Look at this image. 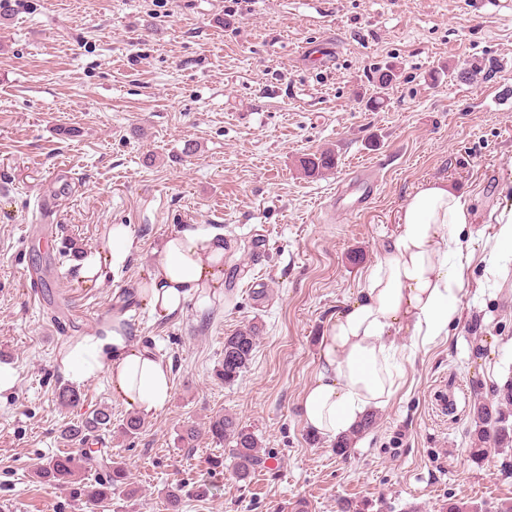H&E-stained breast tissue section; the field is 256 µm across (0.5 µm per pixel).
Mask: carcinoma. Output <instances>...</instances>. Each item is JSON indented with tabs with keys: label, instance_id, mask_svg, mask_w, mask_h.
<instances>
[{
	"label": "carcinoma",
	"instance_id": "carcinoma-1",
	"mask_svg": "<svg viewBox=\"0 0 512 512\" xmlns=\"http://www.w3.org/2000/svg\"><path fill=\"white\" fill-rule=\"evenodd\" d=\"M335 165L334 156L328 152L303 161V169L309 173L329 171ZM259 327L248 324L224 337V360L217 377L224 383L235 382L248 368L258 341ZM512 406V382L493 391L492 399H477L472 406L475 425V447L469 449L472 457L480 459L488 452L487 445L496 448L512 447V425L509 424L508 408ZM112 413L99 409L89 414L80 425L68 430L69 435L109 432ZM207 433L218 442L229 443L232 472L237 482H251L256 471L263 468L266 454L259 448L258 439L232 414L216 415L208 421ZM80 455L64 452L53 457L37 470V476L69 487L73 498L90 505L112 499L116 494L134 497L136 491L128 488V470L121 461L104 465L102 473L89 482L75 480Z\"/></svg>",
	"mask_w": 512,
	"mask_h": 512
}]
</instances>
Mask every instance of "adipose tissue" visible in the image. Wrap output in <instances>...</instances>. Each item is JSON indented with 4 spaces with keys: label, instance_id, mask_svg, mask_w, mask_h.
<instances>
[{
    "label": "adipose tissue",
    "instance_id": "obj_1",
    "mask_svg": "<svg viewBox=\"0 0 512 512\" xmlns=\"http://www.w3.org/2000/svg\"><path fill=\"white\" fill-rule=\"evenodd\" d=\"M472 221L470 202L443 182L411 194L378 262L364 276L360 296L332 318L320 344V366L301 398L305 425L336 437L351 431L370 410L384 408L398 390L392 362L405 333L428 343L446 335L457 315L469 244L461 233ZM131 245L127 227H113L104 254L77 263L82 280L98 283L120 271ZM223 231L183 225L168 235L143 280L149 315L182 314L198 294L224 288ZM63 374L84 384L106 376L115 396L134 411L162 409L171 397V369L118 333L89 335L60 358Z\"/></svg>",
    "mask_w": 512,
    "mask_h": 512
}]
</instances>
